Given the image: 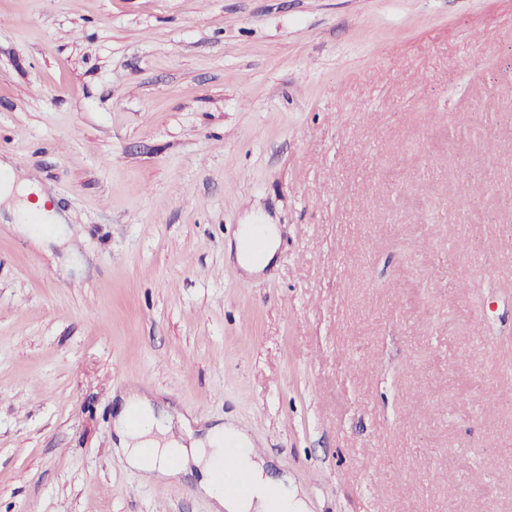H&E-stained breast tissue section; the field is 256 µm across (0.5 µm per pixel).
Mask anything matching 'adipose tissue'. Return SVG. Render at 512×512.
Segmentation results:
<instances>
[{"label":"adipose tissue","instance_id":"obj_1","mask_svg":"<svg viewBox=\"0 0 512 512\" xmlns=\"http://www.w3.org/2000/svg\"><path fill=\"white\" fill-rule=\"evenodd\" d=\"M252 232L251 225H242L235 242L237 261L249 274L270 264L278 243L275 226L267 225L266 248L261 255H251L246 242ZM112 428L116 452L142 479L196 476L197 489L211 500L213 512H309L287 474L265 475L264 460L254 452L248 433L233 420L209 426L201 437H193L186 417L144 390L122 395ZM229 451L235 455L236 472L245 478L246 489H239L234 478L223 480L216 475Z\"/></svg>","mask_w":512,"mask_h":512}]
</instances>
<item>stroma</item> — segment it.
Segmentation results:
<instances>
[{"label":"stroma","instance_id":"1","mask_svg":"<svg viewBox=\"0 0 512 512\" xmlns=\"http://www.w3.org/2000/svg\"><path fill=\"white\" fill-rule=\"evenodd\" d=\"M512 0H0V512H211L112 446L150 387L310 512H512ZM275 224L272 264L225 249ZM0 171L6 174L3 183L0 185V193L3 198L11 196L14 191H16L17 194L24 196L34 193L38 198L37 203L34 204L33 202L25 201L22 203V206L31 208L44 205L45 201L48 199V192L33 174L21 171L24 178H21L18 184H16L14 161L8 157L3 161L0 159ZM252 224H243L236 236L235 256L243 271L249 274L259 273L266 268L275 255V247L278 243L277 230L273 224H265L267 232V246L259 256L251 255L245 246L252 236Z\"/></svg>","mask_w":512,"mask_h":512}]
</instances>
